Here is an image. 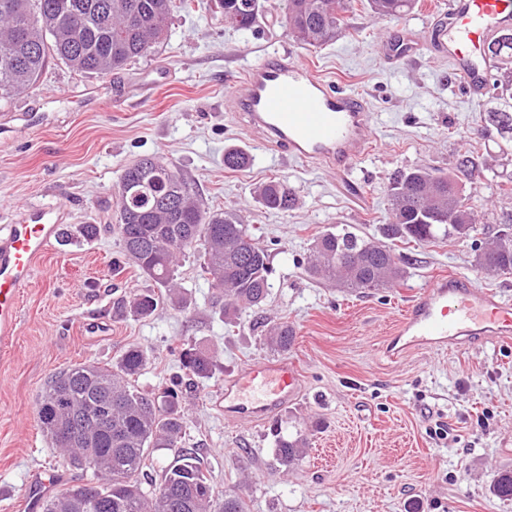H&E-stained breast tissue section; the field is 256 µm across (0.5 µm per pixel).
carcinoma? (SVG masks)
<instances>
[{
	"label": "carcinoma",
	"mask_w": 512,
	"mask_h": 512,
	"mask_svg": "<svg viewBox=\"0 0 512 512\" xmlns=\"http://www.w3.org/2000/svg\"><path fill=\"white\" fill-rule=\"evenodd\" d=\"M419 4L420 0H367L373 15L390 19L406 17ZM176 7L191 8L190 0H180L178 6L173 0H0V97L34 86L52 60L83 73L122 70L151 52ZM224 7L239 16L240 30L253 28L262 9L261 0H224ZM349 9L350 0H287L288 33L309 47L327 45L347 31ZM489 52L499 69L512 65V33L496 37ZM492 86L504 100V109L492 113L493 120L512 131V83L498 79ZM248 162L249 156L241 151L224 153V166L230 170ZM136 190L130 199L119 194L122 253L127 263L165 288L166 296L149 291L135 296L134 314L148 317L164 299L179 311L187 310L176 266L179 256L196 249L203 254L202 275L224 295L219 310L223 318L232 321L242 308H259L266 302L271 289L268 253L253 242L240 246L241 236L250 232L236 213L205 208L178 170L157 158ZM256 199L278 212L295 205L287 183L276 179L260 184ZM389 205L392 221L382 232L388 240L424 244L478 232L464 188L448 174L426 168L397 171ZM312 256V275L358 292L396 284L409 264V258L389 244L350 231L320 235ZM477 265L489 274L512 275V233L498 234ZM266 336L272 349L285 352L296 331L280 322ZM147 360L146 350L132 347L112 367L75 364L52 378L42 392L37 416L45 437L62 449L72 469L77 468L81 451L94 449L92 481L104 494L100 502L74 508L64 490L46 497L42 512H245L238 496L215 499L201 462L185 450L163 467L159 479L143 482L150 452L178 447L188 427L181 383H173L158 397L135 384ZM180 360L191 379L208 378L215 367L214 357L202 348L182 350ZM74 414L84 415L93 431L64 443L58 436L59 424ZM305 447L301 433L279 437L277 460L289 468L302 459ZM491 493L503 500L512 498V471L496 476Z\"/></svg>",
	"instance_id": "cac0c4a2"
}]
</instances>
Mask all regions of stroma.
<instances>
[{
    "label": "stroma",
    "mask_w": 512,
    "mask_h": 512,
    "mask_svg": "<svg viewBox=\"0 0 512 512\" xmlns=\"http://www.w3.org/2000/svg\"><path fill=\"white\" fill-rule=\"evenodd\" d=\"M421 3L396 21L352 0L349 34L313 49L289 35L284 0H267L266 17L248 31L225 26L217 0H193L191 10H174L150 54L118 74L53 61L36 86L0 97V225L30 206L54 207L62 222L22 292L17 336L0 349V512H41L33 493L81 478L37 422L48 379L76 363L115 365L134 346L150 353L137 384L156 394L182 374V348L215 355L212 378L186 394L181 446L194 451L216 496L240 495L247 512H512V500L490 492L493 478L512 470V342L413 350L395 360L382 351L434 277L465 275L512 300V275L482 271L474 242L459 239L394 241L409 264L392 288L352 292L308 271L322 233L379 236L389 178L402 168L456 175L484 237L512 226V194L496 188L512 179V131L488 117L499 106L495 94L472 98L448 59L429 49L401 66L381 57L384 35L401 26L425 31L446 10L445 0ZM274 49L368 98L376 140L349 178L262 148L225 111L229 82ZM229 148L248 152L250 164L225 168ZM151 156L180 170L205 207L235 212L267 251L272 288L263 306L221 321L215 290L199 274L202 258L191 253L178 268L189 310L163 304L148 317L131 313V297L155 284L114 266L117 184L126 165ZM465 156L472 168L460 167ZM274 177L296 196L288 212L266 210L254 197ZM86 224L98 234L82 236ZM283 321L296 330L289 355L303 373L301 396L264 423L225 421L216 389L244 363L274 357L265 333ZM296 431L309 447L287 469L276 458V435ZM46 470L54 481L34 486Z\"/></svg>",
    "instance_id": "35a3bbf8"
}]
</instances>
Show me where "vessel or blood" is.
<instances>
[{
	"label": "vessel or blood",
	"mask_w": 512,
	"mask_h": 512,
	"mask_svg": "<svg viewBox=\"0 0 512 512\" xmlns=\"http://www.w3.org/2000/svg\"><path fill=\"white\" fill-rule=\"evenodd\" d=\"M512 28V0H448L443 18L427 36L414 30L384 41L393 64L414 59L424 48L447 54L453 72L472 97L484 94L494 33ZM224 106L261 142L290 159L348 176L374 139V114L367 101L332 86L303 60L279 51L252 61L243 78L228 85ZM52 210L0 226V347L17 334L20 297L36 260L57 240ZM477 340H512V302L473 280L451 274L420 289L396 324L386 353L396 359L414 349L462 347ZM301 393L297 362L288 357L257 359L226 378L217 404L226 421L263 422Z\"/></svg>",
	"instance_id": "1"
}]
</instances>
